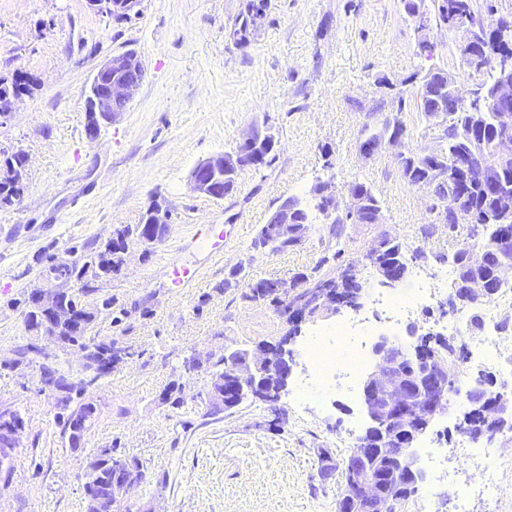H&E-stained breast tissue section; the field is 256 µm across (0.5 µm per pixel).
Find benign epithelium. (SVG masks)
<instances>
[{
  "instance_id": "1",
  "label": "benign epithelium",
  "mask_w": 512,
  "mask_h": 512,
  "mask_svg": "<svg viewBox=\"0 0 512 512\" xmlns=\"http://www.w3.org/2000/svg\"><path fill=\"white\" fill-rule=\"evenodd\" d=\"M91 5L99 12L120 21L131 14L140 12L141 0H92ZM504 27L502 20L481 23L477 30L467 21L460 20L454 31L461 34L458 47L462 50V66L472 75H478L485 62H490L501 74L498 85L491 95H485L480 80H475L466 94H460L456 75L448 72V82L460 102L470 106L488 102L495 112H503L512 124V59L502 61L489 57L480 59L472 50L478 31L497 32ZM117 72L120 77L109 84L108 89L90 99L91 123L86 128L88 138L99 135L101 128L118 121L125 112V106L138 92L144 77L145 66L141 55L135 50L116 54L102 62L95 69L90 86L99 84L102 77ZM397 150V157L403 158V139L391 135L375 145L359 144V155L364 159L374 156L383 146ZM275 146V138L268 134L253 131L239 142L238 158L253 167H260L263 156L260 149L269 150ZM224 154L219 153L199 163L191 172L190 183L193 190L212 198L220 197L218 186H223V195H229L236 189V182L224 178ZM455 167L468 180L490 183L495 172L486 165L474 162L470 157L457 159ZM312 195L326 202L327 221L336 223V213L341 212L349 224L385 223L382 212L378 211L366 219L363 198L345 189H336L332 179L320 180L312 188ZM348 198V203L340 205V200ZM496 210L503 220L512 218V194L498 192L495 195ZM147 224L152 229L149 235L130 240L118 249L125 253L130 246L147 249L159 240L170 221V214L158 207L146 213ZM272 223L279 232L278 244H286L290 239L303 241L307 237L306 227L295 224V203L292 198H284L272 214ZM400 261L391 258L378 266L381 284L393 287L399 282ZM280 306L292 325L293 333L300 332V326L307 320L333 315L343 307L354 306L356 299L334 292L320 297L314 303L307 304L299 296V290L293 281L282 280L274 285ZM492 294V285L478 278H462L457 283V295L460 301L469 302L477 296ZM74 289L69 284L51 280L42 288H34L28 295V305L42 312V317L33 326L39 336L38 350L45 355H53L65 347L63 329L77 335L84 327L85 316L75 313L71 303ZM291 337H285L278 346L260 345L256 349L244 352L230 350L225 352L228 369L224 378L216 380L223 386L219 391L211 389L208 405L222 408L229 397L242 401L247 397L260 394L268 401L279 399L286 389L293 371L292 354L288 351ZM72 350V347L65 348ZM372 355L376 358L375 369L368 375L363 385L362 408L367 421L365 433L359 437L356 448L346 460L345 467L350 469L353 486L349 495L339 501L338 512H398L404 498L393 493L383 492L376 481L370 477L369 458L370 440L375 439L385 448H398L400 452L392 460V483L418 486L424 475L415 466L410 449L417 438L425 433L436 417L447 410L448 391L459 384V364L455 359L423 356L421 348L410 344L401 347L382 336L374 344ZM427 361V377H411L405 374V365L418 357ZM470 412L482 411L487 423L497 426L512 420V401L499 394L493 398L486 395L485 383L471 380L467 390ZM24 426L8 415L0 417V455L11 456L21 447Z\"/></svg>"
}]
</instances>
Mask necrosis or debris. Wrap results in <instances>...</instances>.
Masks as SVG:
<instances>
[{
  "mask_svg": "<svg viewBox=\"0 0 512 512\" xmlns=\"http://www.w3.org/2000/svg\"><path fill=\"white\" fill-rule=\"evenodd\" d=\"M447 268L415 270L410 290L404 297H396L372 288L367 292L366 308L342 316L336 324L323 326L312 334V347L298 356L300 375L293 392L295 400H303L313 388H332L338 395L355 396L356 381L370 365L369 352L379 331H387L391 339L403 341L402 330L421 311L448 301ZM482 333L474 337L469 356L473 370L494 365L504 366L512 376V363L503 364L500 350L502 340L498 329V310L482 305ZM494 447L480 444L474 433L461 437V446L468 458L481 466L479 475L468 480H449L448 491L457 502L458 512H469L473 501L479 500L495 507L500 485L495 461L503 447L512 445V430L495 434Z\"/></svg>",
  "mask_w": 512,
  "mask_h": 512,
  "instance_id": "necrosis-or-debris-1",
  "label": "necrosis or debris"
}]
</instances>
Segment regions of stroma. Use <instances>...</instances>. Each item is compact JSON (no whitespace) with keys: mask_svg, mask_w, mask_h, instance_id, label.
<instances>
[{"mask_svg":"<svg viewBox=\"0 0 512 512\" xmlns=\"http://www.w3.org/2000/svg\"><path fill=\"white\" fill-rule=\"evenodd\" d=\"M247 4L143 0L139 15L117 22L87 0H0V77L22 73L37 82L0 125V145L27 158L22 201L0 206V406L20 410L26 422L10 477L0 478V512H86L87 462L110 447L138 459L146 473L125 512L336 510L337 485L322 477L319 452L328 449L342 466L361 405L315 389L304 408L281 397L279 422L269 405L248 400L211 416L199 397L206 370L188 374L181 362L286 336L277 305L244 300L224 282L241 264L250 277L271 280L315 264L324 253L315 234L284 251L256 254L251 244L283 198H308L328 173L340 184L364 178L385 217L381 227L348 225L340 265L365 267L382 228L424 248L431 268L435 255L455 251L457 239L438 224L426 190L403 179L394 149L366 160L358 144L365 129L398 110L406 151L430 150L435 131L416 108L410 76L444 68L463 90L470 80L455 52L459 33L443 24L418 32L406 0H263V23L241 47L233 33ZM424 37L436 46L429 59L417 54ZM130 49L142 55L146 77L119 120L87 139V84L98 64ZM381 77L391 88L379 87ZM254 129L275 135L272 165L241 171L223 199L194 192L193 168L234 151ZM156 204L171 214L164 239L146 256L130 248L99 290L121 313L98 318L96 335L136 356L94 389L96 420L71 450L53 396L39 390L38 366H3L28 337L24 300L51 263L103 248ZM204 224L224 239L223 257L211 264L194 239ZM427 225L432 235H424ZM170 259L202 266L192 287H170L163 268ZM174 382L185 386L180 408L160 399ZM461 417L436 418L424 438L468 475L475 463L459 451Z\"/></svg>","mask_w":512,"mask_h":512,"instance_id":"obj_1","label":"stroma"}]
</instances>
